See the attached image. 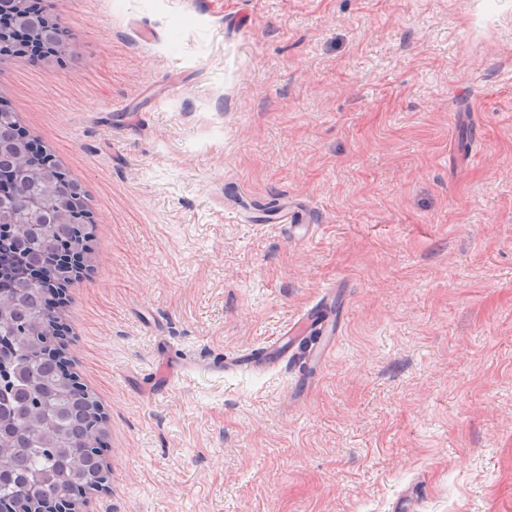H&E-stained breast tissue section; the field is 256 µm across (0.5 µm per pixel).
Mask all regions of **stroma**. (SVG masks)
I'll list each match as a JSON object with an SVG mask.
<instances>
[{"label":"stroma","mask_w":512,"mask_h":512,"mask_svg":"<svg viewBox=\"0 0 512 512\" xmlns=\"http://www.w3.org/2000/svg\"><path fill=\"white\" fill-rule=\"evenodd\" d=\"M42 5L0 99L99 219L84 512H512V0ZM24 2V21L19 24H14V26L29 32L42 43L58 49L60 57L57 58L56 62L58 66H62L63 63H65L62 56L67 53L69 43L66 41L67 35L59 20L47 15L45 11L41 9L42 6H40L39 1H36L37 4L31 3L29 5H27L26 1Z\"/></svg>","instance_id":"obj_1"}]
</instances>
